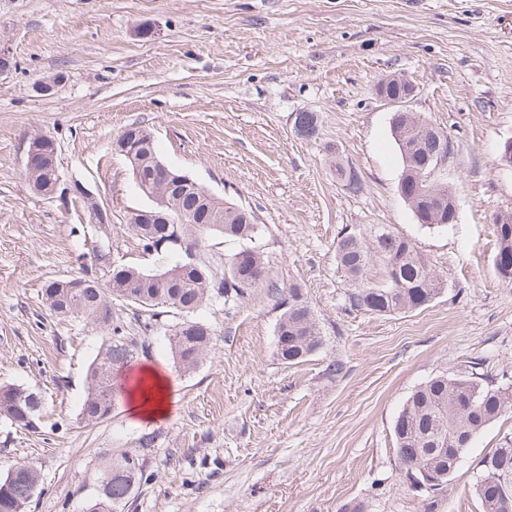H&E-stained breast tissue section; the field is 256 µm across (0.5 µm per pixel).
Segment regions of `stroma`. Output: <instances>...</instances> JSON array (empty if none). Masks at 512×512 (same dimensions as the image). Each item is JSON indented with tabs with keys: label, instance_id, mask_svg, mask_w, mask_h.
Wrapping results in <instances>:
<instances>
[{
	"label": "stroma",
	"instance_id": "stroma-1",
	"mask_svg": "<svg viewBox=\"0 0 512 512\" xmlns=\"http://www.w3.org/2000/svg\"><path fill=\"white\" fill-rule=\"evenodd\" d=\"M0 43L16 63L0 76V385L39 392L35 428L0 419V475L37 469L30 512H84L103 458L143 449L153 483L129 512H481L471 491L482 458L512 433V414L474 440L447 486L427 492L401 469L393 423L418 386L470 369L512 383V284L494 270L493 219L512 213V0H0ZM61 74L54 94L34 83ZM418 88L412 111L447 132L437 182L456 220L420 225L399 193L402 161L389 75ZM318 119L315 137L294 129ZM159 158L210 193L252 210L266 283L209 304L210 356L176 367L164 330L138 365L177 386L166 420L118 403L81 416L86 369L101 339L53 320L49 279L78 274L92 247L113 265L162 270L126 228L146 207L114 148L129 125ZM52 139L69 194H36L29 140ZM356 170L357 190L336 177ZM102 209L108 223H96ZM383 225L412 240L444 288L426 307L385 315L350 306L336 241ZM299 285L323 336L288 365L276 354L282 291ZM342 363L341 374L329 373ZM151 446H143L144 437Z\"/></svg>",
	"mask_w": 512,
	"mask_h": 512
}]
</instances>
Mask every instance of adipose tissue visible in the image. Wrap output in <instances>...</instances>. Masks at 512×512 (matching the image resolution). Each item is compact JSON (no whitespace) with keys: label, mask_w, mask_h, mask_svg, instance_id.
I'll return each instance as SVG.
<instances>
[{"label":"adipose tissue","mask_w":512,"mask_h":512,"mask_svg":"<svg viewBox=\"0 0 512 512\" xmlns=\"http://www.w3.org/2000/svg\"><path fill=\"white\" fill-rule=\"evenodd\" d=\"M134 383L123 388L133 416L146 420L166 419L171 412L173 384L159 369L140 367L134 374Z\"/></svg>","instance_id":"adipose-tissue-1"}]
</instances>
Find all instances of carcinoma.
Returning <instances> with one entry per match:
<instances>
[{"label": "carcinoma", "instance_id": "cac0c4a2", "mask_svg": "<svg viewBox=\"0 0 512 512\" xmlns=\"http://www.w3.org/2000/svg\"><path fill=\"white\" fill-rule=\"evenodd\" d=\"M431 133L421 134V127ZM391 134L398 148L403 171L399 185L411 182V173L423 167L437 145H448V134L415 113L413 120L391 122ZM143 144L141 185L151 189L165 180L164 171L154 165L157 156L151 134L138 126L127 128L116 147L131 142ZM409 194L415 201L411 210L423 226L437 227L452 218V190L429 178L412 182ZM200 189L191 185L181 191L178 210L192 215L191 224H129L127 229L148 253L171 257L160 272H144L136 267L111 268L110 252H94L96 269L53 279L44 288L43 300L50 314L62 320L82 322L102 335L98 354L86 370L87 394L82 418L90 424L112 417L117 392L112 389L111 369L128 364L127 358L148 353L150 336L167 330L174 362L185 372L195 370L211 353V329L198 321L197 312L211 301L241 296L248 288L265 282L262 253L251 249L250 260L235 265L236 255L223 258L208 252L212 236L250 241L257 235L254 214L222 199L207 210L198 204ZM224 214V223H211L212 215ZM496 255L512 260V215L496 225ZM385 264L382 285L364 278L373 255ZM336 261L348 279L350 306L374 314L416 310L432 302L443 282L435 266L422 256L411 240L377 225L365 233H347L336 242ZM276 331L288 337V347L276 349L279 359L297 364L323 344L315 315L302 300L300 288H288L282 301ZM42 408L41 398L19 385L0 386V417L21 429L32 426ZM512 413V385H496L475 373L449 371L417 387L396 417L393 434L399 465L406 471L453 474L458 468L453 448L472 441L487 426ZM137 450L128 451L106 463L98 476L96 493L86 512H124L138 490L152 482ZM39 476L30 465L11 467L0 477V512H27L37 492ZM482 512H512V436L502 437L499 446L480 463L473 484Z\"/></svg>", "mask_w": 512, "mask_h": 512}]
</instances>
